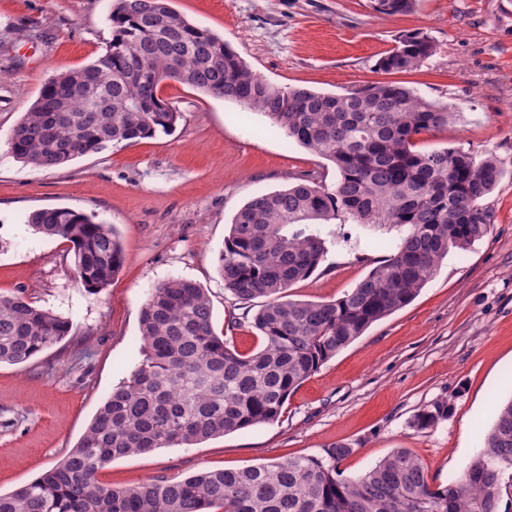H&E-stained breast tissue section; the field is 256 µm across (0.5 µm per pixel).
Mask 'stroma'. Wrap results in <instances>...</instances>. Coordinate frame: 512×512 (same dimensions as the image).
Masks as SVG:
<instances>
[{
    "label": "stroma",
    "mask_w": 512,
    "mask_h": 512,
    "mask_svg": "<svg viewBox=\"0 0 512 512\" xmlns=\"http://www.w3.org/2000/svg\"><path fill=\"white\" fill-rule=\"evenodd\" d=\"M112 0H0V295L24 293L67 318L69 336L25 365L0 364V492L57 464L139 356L148 291L172 277L196 281L217 334L245 352L261 340L243 303L224 287L218 257L229 225L253 197L313 174L336 182L327 160L288 140L257 112L174 81L161 93L180 118L170 133L77 158L52 169L16 160L15 124L53 75L83 67L112 37ZM192 23L223 36L250 69L279 86L342 94L401 82L455 105L448 127L419 135V150L496 153L503 175L483 200L494 223L468 250L449 252L407 306L373 324L286 402L279 420L112 460L100 484L118 489L159 476L237 469L286 457L321 456L344 442L343 478L364 474L394 449L409 450L431 485L456 478L483 446L499 405L512 397V0H419L408 14L374 0H172ZM409 32L434 55L413 72L378 62ZM70 207L113 225L120 273L91 294L74 270L71 243L33 232L27 217ZM327 254L291 299L331 301L390 255L386 226L325 224ZM446 399V420L426 430L414 415Z\"/></svg>",
    "instance_id": "stroma-1"
}]
</instances>
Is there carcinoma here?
Here are the masks:
<instances>
[{
    "label": "carcinoma",
    "mask_w": 512,
    "mask_h": 512,
    "mask_svg": "<svg viewBox=\"0 0 512 512\" xmlns=\"http://www.w3.org/2000/svg\"><path fill=\"white\" fill-rule=\"evenodd\" d=\"M418 0H375L388 15ZM112 38L90 65L49 78L14 126L10 150L37 168L124 141L169 133L180 118L160 95L172 80L264 114L284 135L336 167L328 187L304 179L250 199L235 215L219 254L225 288L265 304L249 324L262 340L240 352L217 334L213 308L196 282L171 278L152 288L139 318L140 360L113 389L78 443L40 476L0 494V512H512V399L502 404L483 451L446 486L398 448L354 479L338 463L353 452L336 443L323 456L285 458L237 470H203L112 489L98 472L113 459L191 446L280 418L292 391L374 323L413 301L452 249L490 233L481 201L503 171L492 152L417 149L416 136L448 126L453 107L399 83L344 94L279 87L255 74L208 28L189 22L170 0H115ZM435 51L422 33L406 36L379 68H419ZM36 233L72 243L75 272L91 294L123 264L110 224L68 207L28 216ZM388 224L400 230L393 253L336 300H292L326 254L312 225ZM70 322L21 295L0 296V364L23 365L61 343ZM436 400L414 415L428 430L448 418Z\"/></svg>",
    "instance_id": "1"
}]
</instances>
